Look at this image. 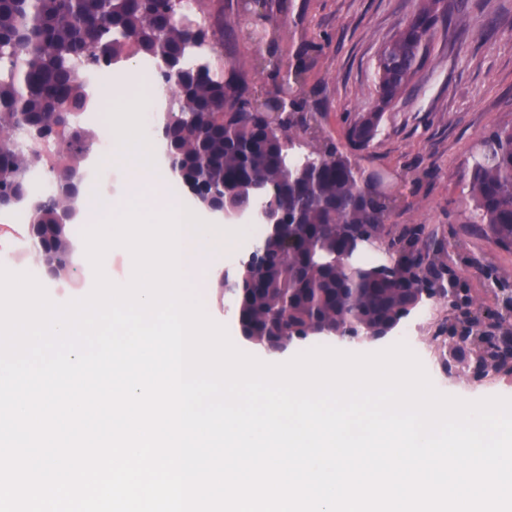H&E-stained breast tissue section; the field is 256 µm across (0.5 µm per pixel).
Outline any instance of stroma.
<instances>
[{"label":"stroma","instance_id":"stroma-1","mask_svg":"<svg viewBox=\"0 0 512 512\" xmlns=\"http://www.w3.org/2000/svg\"><path fill=\"white\" fill-rule=\"evenodd\" d=\"M471 21L487 24L492 35L480 45L460 31L438 25L428 61L405 95L378 109L376 66L381 48L419 9L420 0H291L281 16L282 48L307 41L306 89L316 109L321 138L349 151L347 134L362 116L379 112L380 120L369 147L357 153L371 171L389 173L399 206L390 221L397 226L425 224L438 228L456 259L459 286L471 305L502 308L496 289L512 293V250L489 243L468 224L470 202L464 173L478 141L489 132L512 127V0H462ZM87 184L106 189L113 205L122 201L121 186L132 170L120 151L94 149L81 162ZM83 223L72 231L74 246L66 279L46 282L49 298L58 304L88 295L94 272L85 254ZM26 225L12 223L0 213V255L15 272L30 271L34 251L26 248ZM207 315L224 326L242 352L269 364H282L300 353L335 340L310 338L283 353H269L246 343L237 333L232 307L218 293L215 278L193 283ZM464 314L447 300L433 298L403 319L394 335L369 342L375 353L397 344L400 337L417 336L428 353L421 363L436 374L435 389L466 401L489 397L512 399V372L478 375L466 364L439 357L441 342Z\"/></svg>","mask_w":512,"mask_h":512}]
</instances>
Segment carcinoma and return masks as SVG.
Wrapping results in <instances>:
<instances>
[{"label": "carcinoma", "instance_id": "cac0c4a2", "mask_svg": "<svg viewBox=\"0 0 512 512\" xmlns=\"http://www.w3.org/2000/svg\"><path fill=\"white\" fill-rule=\"evenodd\" d=\"M211 0H0V202L29 193L24 178L33 167L52 177L51 197L28 209L30 238L42 250L70 241L60 211L70 183L95 135L67 121L91 107L79 69L91 70L149 57L163 63L159 75L172 92L165 120L177 183L200 190L201 201L222 197L228 208L254 204L250 185L275 186L267 201L288 213L256 267H241L219 288H238L239 332L274 343L311 336L338 338L387 326L410 314L416 296L433 298L446 288L448 246L424 224L391 235L393 204L374 197L364 169L333 143H322L301 161H290L288 144L306 118L267 128L249 99L241 73L219 76L210 62L186 60L201 35L210 51L224 44L210 28L224 27V8ZM408 20L412 33L394 34L378 58L375 91L388 104L405 90L401 77L416 75L427 59L420 42H433L439 18L459 11L455 0H422ZM379 113L360 118L348 132L350 146H369ZM468 223L495 245L512 249V129L484 136L467 171ZM387 240L389 263L354 266L336 262L358 242Z\"/></svg>", "mask_w": 512, "mask_h": 512}]
</instances>
